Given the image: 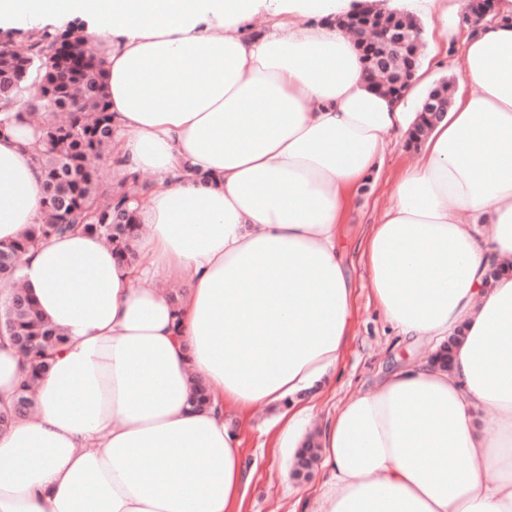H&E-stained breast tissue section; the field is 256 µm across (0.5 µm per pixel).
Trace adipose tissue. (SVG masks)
<instances>
[{
	"instance_id": "ef3b65f1",
	"label": "adipose tissue",
	"mask_w": 512,
	"mask_h": 512,
	"mask_svg": "<svg viewBox=\"0 0 512 512\" xmlns=\"http://www.w3.org/2000/svg\"><path fill=\"white\" fill-rule=\"evenodd\" d=\"M351 3L0 0V25L82 16L87 37L107 34L112 156L156 181L135 265L81 231L20 259L67 342L35 414L0 432V512H239L226 414L245 426L282 404L274 438L292 437L295 394L335 371L353 330L339 228L430 85L372 91L336 24ZM457 70L446 116L360 243L385 320L457 337L452 365L408 362L329 417L322 482L292 512H512V0L471 22ZM39 146L28 123L0 136L2 241L41 221ZM181 274L177 306L147 285ZM198 378L211 409L189 406Z\"/></svg>"
}]
</instances>
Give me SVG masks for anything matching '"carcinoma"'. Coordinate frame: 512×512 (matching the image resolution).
<instances>
[{"instance_id":"cac0c4a2","label":"carcinoma","mask_w":512,"mask_h":512,"mask_svg":"<svg viewBox=\"0 0 512 512\" xmlns=\"http://www.w3.org/2000/svg\"><path fill=\"white\" fill-rule=\"evenodd\" d=\"M338 24L355 40L367 74L375 73L374 58L388 63V74L396 80L402 68L416 70L421 61L423 30H415L419 19L406 9L380 8L374 14L349 13ZM408 32L406 48L399 57L383 39L390 27ZM38 93L27 96L31 84ZM50 110L64 114L55 124L37 128L44 148L35 157L43 174L44 216L22 237L0 241V284L16 283L20 257L42 240L81 229L97 235L128 265L137 262L131 205H140L148 185L136 175L121 177L126 189L113 194L103 189L96 161L109 159L116 129L108 111L105 61L80 36L54 35L47 31L30 34L26 50L18 53L0 47V134L21 120V108ZM435 121L419 112L409 144L419 146ZM0 337L20 351L21 378L0 413V430L34 412L32 390L36 380L50 368L54 353L65 342L64 332L39 312L30 296L14 288L0 298ZM319 446L309 436L298 449L295 463L316 462Z\"/></svg>"}]
</instances>
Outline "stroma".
Masks as SVG:
<instances>
[{"instance_id": "stroma-1", "label": "stroma", "mask_w": 512, "mask_h": 512, "mask_svg": "<svg viewBox=\"0 0 512 512\" xmlns=\"http://www.w3.org/2000/svg\"><path fill=\"white\" fill-rule=\"evenodd\" d=\"M420 18L425 27L424 63L429 76L435 81L457 76V43L448 42L436 15L424 12ZM409 158L403 146L390 147L379 177L356 193L341 226L340 245L354 286L353 334L330 386L315 385L299 393L301 403L312 406L313 411L297 428L296 440H304L312 428L322 427L350 396L373 385L388 370L434 352L433 343L398 336L383 321L360 260L363 234L368 225L379 221L389 205L394 181ZM274 418V411L255 408L249 427L241 435L247 477L241 512H290L300 493L314 491L322 481L317 471L306 480L292 477V448L284 442H271L264 434Z\"/></svg>"}]
</instances>
